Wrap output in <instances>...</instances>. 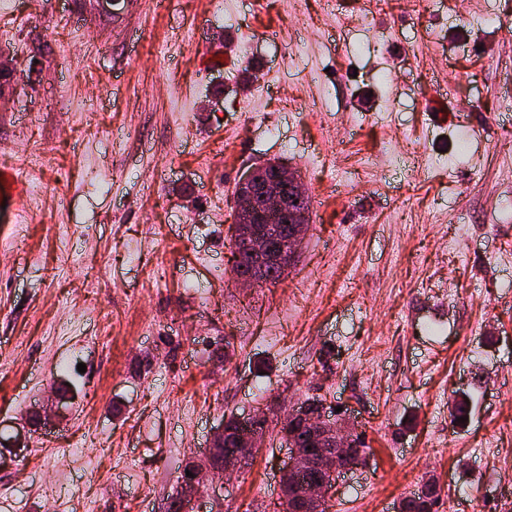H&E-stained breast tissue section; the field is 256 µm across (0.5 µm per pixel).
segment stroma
I'll return each mask as SVG.
<instances>
[{"instance_id":"1","label":"stroma","mask_w":512,"mask_h":512,"mask_svg":"<svg viewBox=\"0 0 512 512\" xmlns=\"http://www.w3.org/2000/svg\"><path fill=\"white\" fill-rule=\"evenodd\" d=\"M0 46V512H166L225 420L311 397L367 456L327 512L429 477L512 512V0H0ZM277 158L309 233L237 288L233 191ZM287 460L223 512H273Z\"/></svg>"}]
</instances>
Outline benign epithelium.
<instances>
[{
    "instance_id": "7a95c632",
    "label": "benign epithelium",
    "mask_w": 512,
    "mask_h": 512,
    "mask_svg": "<svg viewBox=\"0 0 512 512\" xmlns=\"http://www.w3.org/2000/svg\"><path fill=\"white\" fill-rule=\"evenodd\" d=\"M270 179L264 184L256 182L257 167L245 172L237 183L233 196L235 218L244 223L249 221L255 198H260L266 207L263 226L253 231L247 238L248 252L260 259L273 256L278 261L280 278L288 276L292 263L298 253L307 224H295L288 232L282 230L279 216L281 210L292 204L306 205L309 200L307 192L300 181V174L287 161L282 159L268 162ZM289 418L301 424L309 433L320 441L324 448L315 456L297 447L288 438V432L281 436L287 438L288 465L283 468V475L292 479L298 490L299 500L308 512H318L334 489L336 477L341 468L337 458L344 451L355 445L359 432L355 426L332 418L327 411V404L312 401L294 403L289 409ZM238 427V442L235 448H219L223 444L226 431L222 428L211 437L208 452L204 460L193 458L185 463V472L179 480L180 512H200L199 502L211 500L208 512H221L223 499L215 494L211 487H204L202 473L214 476L239 469L255 453L273 429H281L282 423H273L265 412L252 411L234 418ZM192 476H186V472Z\"/></svg>"
}]
</instances>
